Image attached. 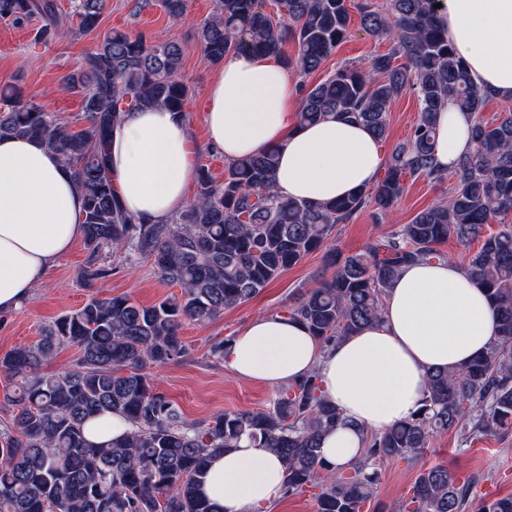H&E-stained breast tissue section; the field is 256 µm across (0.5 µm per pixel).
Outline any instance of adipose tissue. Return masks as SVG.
I'll return each mask as SVG.
<instances>
[{"instance_id": "obj_1", "label": "adipose tissue", "mask_w": 512, "mask_h": 512, "mask_svg": "<svg viewBox=\"0 0 512 512\" xmlns=\"http://www.w3.org/2000/svg\"><path fill=\"white\" fill-rule=\"evenodd\" d=\"M442 25L474 83L512 102V0H440ZM207 95L208 136L162 108L125 113L110 143L112 185L127 210L164 223L192 197L199 154L233 161L273 145L276 190L313 203L371 188L385 158L362 125L328 116L299 119L297 81L277 57L240 52L214 74ZM472 118L455 105L439 113L436 162L455 167L472 150ZM83 201L72 173L38 141L0 138V313L20 307L81 236ZM498 323L485 292L455 262L402 267L378 325L324 348L299 322L254 317L224 350L237 378L284 385L318 372L345 423L327 433L321 454L340 470L361 456L363 436L420 408L427 375L486 352ZM284 467L269 449L241 441L213 461L201 487L219 512H268L284 497Z\"/></svg>"}]
</instances>
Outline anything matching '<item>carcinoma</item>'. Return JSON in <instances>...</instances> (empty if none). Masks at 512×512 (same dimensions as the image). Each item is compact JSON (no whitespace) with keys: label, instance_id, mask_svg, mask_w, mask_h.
Wrapping results in <instances>:
<instances>
[{"label":"carcinoma","instance_id":"obj_1","mask_svg":"<svg viewBox=\"0 0 512 512\" xmlns=\"http://www.w3.org/2000/svg\"><path fill=\"white\" fill-rule=\"evenodd\" d=\"M190 2L160 0V6L180 21ZM434 2L388 0L382 9L351 0H283L284 11L271 14L263 0H217L198 31L214 64L250 51L282 59L301 77L312 74L347 41L352 8L366 33L391 41L366 70L342 66L315 85L300 83L301 121L334 115L383 141L389 105L407 91L416 96L418 117L391 151L383 177L355 196L313 204L278 195L279 152L268 146L228 162L222 181L198 165L191 205L166 223L149 224L128 213L115 193L106 144L130 110L163 107L189 119L181 46L99 30L105 0H78L73 31L54 0H0L1 21L41 22L34 33L41 43L98 32L95 48L62 77L64 88L81 97L79 129L33 101L0 99V137L38 139L72 171L83 200V283L112 275L103 257L108 250L131 263L149 262L159 281L181 290L152 305L125 294L93 296L41 327L35 342L0 357V374L11 381L3 404L14 412L0 426V512H218L200 486L210 460L244 438L280 456L287 495L312 488L317 512H363L376 496L382 466L417 459L436 434L455 430L466 444L512 427V109L491 121L482 117L491 96L472 83ZM290 41L292 56L283 52ZM450 101L473 115L474 149L446 173L435 163L436 126ZM450 174L456 181L448 201L419 211L398 232L349 255L331 241L335 226L363 208L386 211L397 203L407 178L441 182ZM493 220L498 229L487 235ZM451 237L479 242L464 271L488 293L500 335L472 363L430 372L420 409L365 434L363 456L350 471L332 470L320 456L322 437L344 420L316 371L282 386L268 408L201 421L187 420L155 386L151 368L178 364L191 352L180 336L185 321L216 320L308 255L322 253L331 274L300 291L282 314L327 348L379 323L400 269L448 259L440 245ZM63 346L77 350L75 366L43 370ZM112 412L131 421L132 431L121 441L90 442L85 422ZM469 492L446 466L434 465L387 512H464ZM479 512H512V496L485 500Z\"/></svg>","mask_w":512,"mask_h":512}]
</instances>
